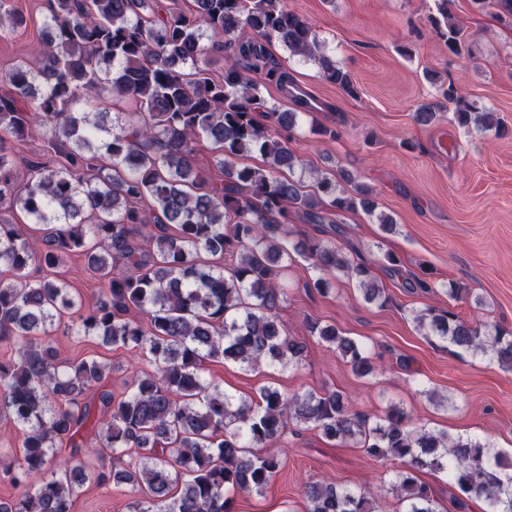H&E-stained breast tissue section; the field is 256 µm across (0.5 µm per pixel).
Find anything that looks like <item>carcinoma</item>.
Listing matches in <instances>:
<instances>
[{
  "mask_svg": "<svg viewBox=\"0 0 512 512\" xmlns=\"http://www.w3.org/2000/svg\"><path fill=\"white\" fill-rule=\"evenodd\" d=\"M45 2L43 53L0 71V417L24 433L16 493L0 500V512H72L88 482L145 494L130 512H232L230 494H260L282 468L276 444L293 422L375 460H398L390 490L402 512H439L416 477L423 469L446 473L490 512H512V457L487 442L413 427L393 403L373 421L336 389L287 395L265 386L255 400H236L203 377L209 361L302 362L305 341L279 313L290 259L283 240L295 217L318 232L294 246L318 272L305 288L325 296L343 272L367 302L390 300L336 234L348 213L376 217L385 234L398 232L396 220L375 215L372 191L347 171L294 177L287 143L299 114L318 106L269 46L315 63L357 96L310 23L288 0ZM434 2L428 22L459 56L466 39L452 0ZM22 24L0 0V39ZM424 77L439 99L417 106V123L446 108L461 127L502 128L499 113L479 109L439 72ZM268 84L294 105L268 108L271 126L254 117ZM36 131L49 159L25 162L16 145ZM206 143L219 178L197 161ZM253 152L264 166L239 163ZM17 211L36 233L21 231ZM75 257L98 281L87 308L51 276ZM414 323L512 369V331L431 306ZM60 329L133 349L151 370L116 395L106 364L60 358ZM305 329L348 358L355 375L373 372L342 329L314 320ZM303 496L307 512H375L370 492L331 482L310 481Z\"/></svg>",
  "mask_w": 512,
  "mask_h": 512,
  "instance_id": "1",
  "label": "carcinoma"
}]
</instances>
